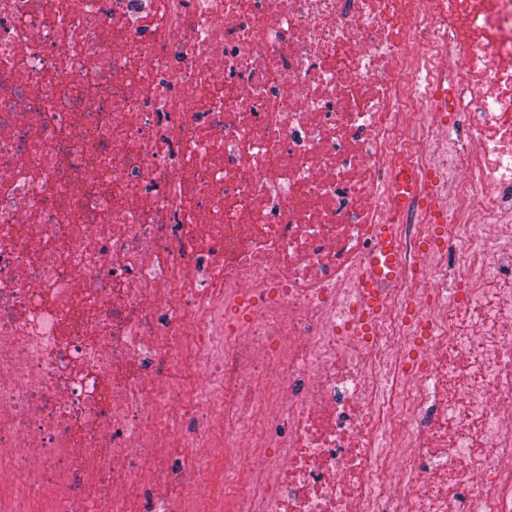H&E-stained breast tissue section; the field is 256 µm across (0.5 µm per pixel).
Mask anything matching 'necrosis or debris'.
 <instances>
[{"mask_svg": "<svg viewBox=\"0 0 512 512\" xmlns=\"http://www.w3.org/2000/svg\"><path fill=\"white\" fill-rule=\"evenodd\" d=\"M0 512H512V0H0ZM394 237L388 224H382L378 231V243L365 268L360 287L364 308L371 310L376 305L378 288L390 282L388 271L391 266V254Z\"/></svg>", "mask_w": 512, "mask_h": 512, "instance_id": "1", "label": "necrosis or debris"}]
</instances>
